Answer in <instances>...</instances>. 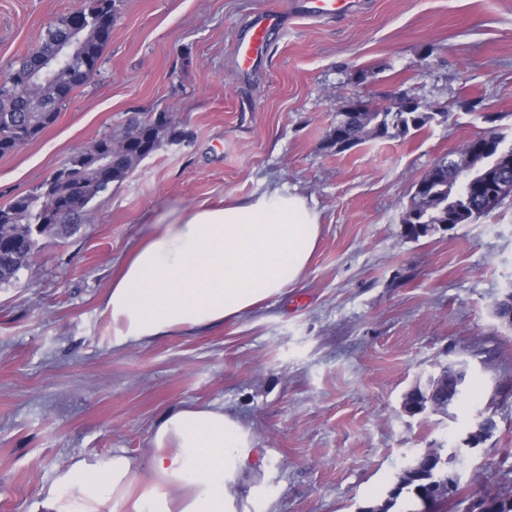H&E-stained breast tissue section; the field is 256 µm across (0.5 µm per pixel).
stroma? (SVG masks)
<instances>
[{
  "instance_id": "obj_1",
  "label": "stroma",
  "mask_w": 512,
  "mask_h": 512,
  "mask_svg": "<svg viewBox=\"0 0 512 512\" xmlns=\"http://www.w3.org/2000/svg\"><path fill=\"white\" fill-rule=\"evenodd\" d=\"M334 23L289 16L243 74L233 37L290 0H120L102 65L58 120L0 158V205L120 132L168 112L186 133L42 236L0 288V512H50L44 487L76 458L146 457L155 420L222 404L255 441L250 512H359L424 449L459 448L496 399L498 429L454 463L465 494L512 490V198L486 217L405 236L415 182L467 140L512 137V0H367ZM81 0H0V75ZM447 107L423 131L336 152L339 112L400 92ZM483 100L470 112L461 101ZM298 189L321 215L302 281L223 329L116 349L101 302L119 267L185 209ZM471 365L450 416L406 414L442 365Z\"/></svg>"
}]
</instances>
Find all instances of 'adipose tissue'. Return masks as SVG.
I'll return each mask as SVG.
<instances>
[{
    "mask_svg": "<svg viewBox=\"0 0 512 512\" xmlns=\"http://www.w3.org/2000/svg\"><path fill=\"white\" fill-rule=\"evenodd\" d=\"M319 232L307 199L277 189L186 209L135 249L104 296L113 347L220 329L260 309L302 279ZM253 452L222 405L180 404L155 422L146 461L123 450L72 461L45 499L52 512H240Z\"/></svg>",
    "mask_w": 512,
    "mask_h": 512,
    "instance_id": "obj_1",
    "label": "adipose tissue"
}]
</instances>
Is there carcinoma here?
Wrapping results in <instances>:
<instances>
[{"mask_svg": "<svg viewBox=\"0 0 512 512\" xmlns=\"http://www.w3.org/2000/svg\"><path fill=\"white\" fill-rule=\"evenodd\" d=\"M116 0H82L81 12L94 21L84 33L78 57L60 65L52 74L29 86L25 95H20L19 86L26 76L35 73L43 61L52 55L60 43L70 35L69 16L65 15L50 24L37 43L9 67V76L0 82V157L18 152L52 125L59 117L62 106L75 96L81 85L71 79V70L85 67L94 73L108 39L101 34L104 26H112L115 18ZM336 122L352 145L357 146L379 138L378 130L385 136L404 137L410 131L423 130L436 117H446L436 104L418 100L413 111L391 110L365 104L360 112H341ZM504 139L493 129L466 141L457 151L461 169L476 174V162L470 157L481 145V136ZM186 133L179 129L171 115L159 121L154 115L143 112L130 118V125L119 135H105L89 145L73 150L67 163L58 174L70 177L83 176L95 180L94 191L82 197L74 207L60 196L62 184L51 178L40 183L27 193L15 196L8 204L0 206V287L19 279L22 270L28 267L38 248L39 237L54 235L67 238L77 233L88 215L87 206L99 194L108 191L113 184L123 181L142 161L166 141L180 140ZM459 169V170H461ZM459 170L450 169L443 163L432 168L430 187L415 195L407 208L403 222L410 224L407 236L419 239L416 225L470 224L489 211L483 209L475 199H465L457 194ZM463 383L444 385L434 379L424 386H416L410 394L419 406L427 403L432 413H446L455 408L464 393ZM497 406L489 402L478 416L486 424L485 437L489 438L498 428ZM457 454L451 452L441 456L431 468L419 465L414 458L403 469L402 486L396 493L387 494L377 507L381 512H390L402 494L408 495L404 512H419V498L429 494L430 484L448 477V467ZM489 502L493 512H512V495L456 496L448 501H439L434 510L439 512L450 505L459 508L470 500Z\"/></svg>", "mask_w": 512, "mask_h": 512, "instance_id": "obj_1", "label": "carcinoma"}]
</instances>
